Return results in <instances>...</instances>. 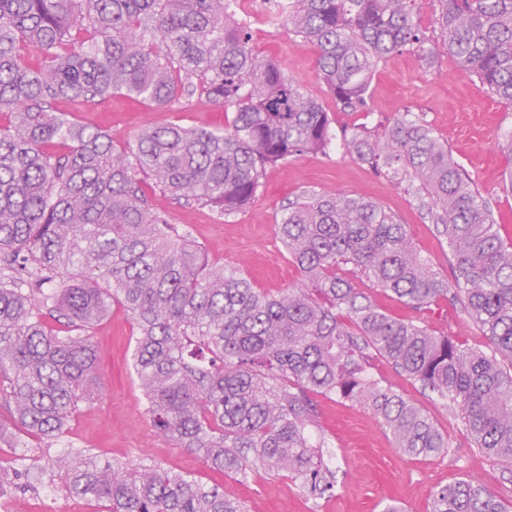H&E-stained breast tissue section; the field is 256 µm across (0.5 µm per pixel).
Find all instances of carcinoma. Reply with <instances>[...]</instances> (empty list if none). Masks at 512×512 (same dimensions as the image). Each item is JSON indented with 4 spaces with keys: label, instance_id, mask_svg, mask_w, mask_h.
<instances>
[{
    "label": "carcinoma",
    "instance_id": "1",
    "mask_svg": "<svg viewBox=\"0 0 512 512\" xmlns=\"http://www.w3.org/2000/svg\"><path fill=\"white\" fill-rule=\"evenodd\" d=\"M414 2L283 0L276 16L314 46L342 112L372 110L371 74L396 52L427 69L446 51L512 104V0H439L437 43ZM196 94L233 112L227 128L163 120L120 145L55 108L120 95L166 109ZM333 138L328 112L301 82L253 52L231 0H0V400L12 421L0 419V442L15 425L33 451L48 448L78 402L99 396L90 331L117 305L136 329L132 367L146 414L223 476L260 469L313 499L333 493L319 395L370 408L409 456L448 453L421 406L368 377L374 356L447 401L481 452L512 464V243L423 117L408 110L380 131L355 127L344 142L411 191L448 243L449 280L380 204L305 192L277 218L304 287L272 296L240 269L209 263L155 203L159 195L228 218L256 199L266 168L324 153ZM58 142L68 151L51 150ZM348 265L416 312L448 302L490 350L387 315ZM50 469L100 512H245L221 484L87 450L33 471L0 461V495ZM431 512L508 510L462 478L436 491Z\"/></svg>",
    "mask_w": 512,
    "mask_h": 512
}]
</instances>
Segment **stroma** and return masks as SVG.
I'll list each match as a JSON object with an SVG mask.
<instances>
[{
	"instance_id": "1",
	"label": "stroma",
	"mask_w": 512,
	"mask_h": 512,
	"mask_svg": "<svg viewBox=\"0 0 512 512\" xmlns=\"http://www.w3.org/2000/svg\"><path fill=\"white\" fill-rule=\"evenodd\" d=\"M251 46L302 82L307 94L328 112L335 133L355 126L372 128L407 109L424 114L489 201L503 241L512 243V191L504 186L507 157L512 154V140L507 137L512 131V106L492 98L476 78L461 70L455 58L441 53L431 68L423 69L409 53L388 56L371 77L373 111L350 114L337 108L320 80L314 48L287 28L270 23L252 30ZM57 107L76 122L111 131L122 143L165 118L205 128L227 122L223 109L202 99L164 112L118 95L105 103L61 101ZM305 190L344 192L381 204L406 225L414 245L434 267L449 274L448 246L425 223L413 196L392 179L375 174L341 145L324 155L292 157L267 168L258 197L237 216L224 220L209 209L171 202L168 217L190 231L210 263L239 268L257 288L277 295L303 284L277 236L276 213ZM423 320L434 334L455 336L472 349L487 347L485 336L446 303L433 305ZM91 336L98 353L100 394L80 403L51 455L84 448L119 462L149 457L174 472L223 483L225 493L241 500L247 512H381L392 499L405 512H430L435 488L464 477L478 479L512 508V466L479 452L461 419L444 401L423 396L418 383L383 361L371 362L369 376L421 405L447 439L450 453L427 459L408 457L396 448L393 437L368 407L334 396L318 397L319 421L331 451L336 489L313 499L293 482L269 478L261 471L250 472L242 480L220 477L194 454L161 437L143 411V395L131 368L133 325L128 316L114 309ZM7 498L12 512H93L89 502L69 495L57 478L46 479L31 490L12 491Z\"/></svg>"
}]
</instances>
